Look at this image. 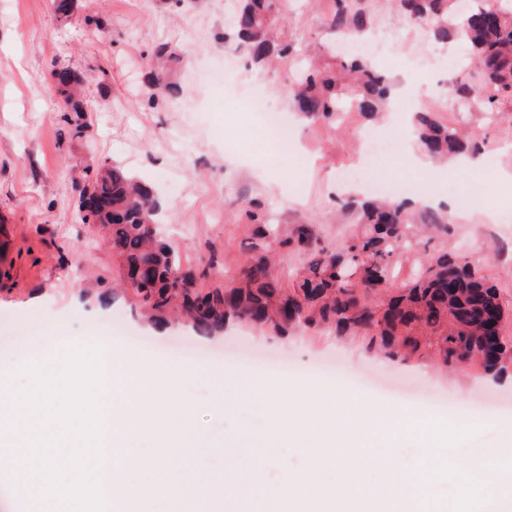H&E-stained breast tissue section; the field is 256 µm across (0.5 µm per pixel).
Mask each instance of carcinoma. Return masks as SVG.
Instances as JSON below:
<instances>
[{"instance_id": "cac0c4a2", "label": "carcinoma", "mask_w": 512, "mask_h": 512, "mask_svg": "<svg viewBox=\"0 0 512 512\" xmlns=\"http://www.w3.org/2000/svg\"><path fill=\"white\" fill-rule=\"evenodd\" d=\"M280 2L245 0L235 17L240 48L254 65L264 66L273 57L291 59V43L278 38ZM456 2L400 0V8L438 40L451 32L466 40L473 61L467 78L457 83V102L466 108L469 100L478 99L484 118L492 119L497 104L512 99V5L508 0H473L471 10L459 14ZM331 25L339 31L361 30L366 20L361 10L338 0ZM60 92L66 111L78 120L76 128H82L83 89L63 86ZM393 94V81L385 72L365 56L347 52L337 64L326 61L302 69L290 89L294 108L313 118L333 117L348 104L374 115ZM414 127L420 146L437 160L481 153L462 126L443 124L428 112L417 113ZM87 186L112 197V214L98 222L126 267V279L136 284L134 300L144 317L156 323L187 318L203 335L223 330L231 320L257 324L276 336L300 324L329 326L342 336L366 338L371 350L387 356L405 358L430 349L446 369L476 363L485 374L498 377L512 366V346L504 340L487 354L484 315L494 314L497 325L506 317L497 285L461 255L436 253L383 305L372 308L365 302L368 293L388 287L394 260L412 239L448 234L442 216L430 213L413 226L406 201L349 199L342 209L358 214V230L331 248L318 244L311 224L281 230L254 212L251 220L264 225L261 235L267 241L251 244L254 257L240 277L203 293L195 288V274L183 270L175 248L158 237L161 208L147 186L117 165ZM282 250L303 257L289 286L276 260Z\"/></svg>"}]
</instances>
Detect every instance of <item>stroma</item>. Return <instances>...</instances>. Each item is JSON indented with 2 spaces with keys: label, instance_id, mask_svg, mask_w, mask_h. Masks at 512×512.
I'll use <instances>...</instances> for the list:
<instances>
[{
  "label": "stroma",
  "instance_id": "35a3bbf8",
  "mask_svg": "<svg viewBox=\"0 0 512 512\" xmlns=\"http://www.w3.org/2000/svg\"><path fill=\"white\" fill-rule=\"evenodd\" d=\"M366 14L365 38L376 49L375 64L393 80L396 95L381 123L398 141L412 139L404 108L408 91L427 98L442 123H462L497 162L486 176L485 204L463 210L448 201L442 215L448 233L402 254L393 266L394 285L408 282L431 255L449 251L479 257L483 273L512 308V197L500 183L512 171V101L500 103L494 122L453 106L464 45L436 42L420 24L404 19L397 0H358ZM335 0H284L283 34L295 53L289 64L262 70L244 62L232 44L238 0H76L70 17L55 0H0V368L12 369L15 352L27 347L49 357L71 342L110 336L113 349L150 360L165 376L182 357L175 345L197 349L195 362L251 379L292 385L342 387L349 396L384 403L396 412L426 414L454 422L452 406L420 396L470 406L480 422L471 442L479 448H512V372L493 379L475 369L448 371L430 355L389 358L361 337L330 330H299L271 336L233 321L210 336L186 323H147L132 298L122 293L125 270L98 227L82 223L77 201L87 175L114 164L148 183L161 204L158 230L177 249L183 268L198 272L201 290L239 276L259 227L249 216L261 207L272 224H310L324 243L343 238L354 219L340 215L346 198L339 165L362 147L369 119L359 113L335 122L309 120L293 112L288 91L313 55L339 52L346 39L331 27ZM177 46L172 65L181 92L147 101L145 80L155 46ZM454 51L447 61L446 51ZM68 70L88 80L87 128L76 133L64 119L57 77ZM264 98L293 128L302 155L282 154L256 113L253 96ZM381 175L413 177L431 185L467 173L440 166L422 171L409 154L391 151L377 162ZM52 316L59 331L36 337L31 328ZM121 321L123 333L111 332ZM149 338L150 346L135 344ZM252 354L268 356L256 367ZM287 359V370L273 366ZM343 359L359 370L377 369L399 382L396 390L359 381L337 383L316 374L325 362ZM191 429L223 439L245 426L274 445L271 430L281 402L240 404L218 414L206 379L191 381Z\"/></svg>",
  "mask_w": 512,
  "mask_h": 512
}]
</instances>
